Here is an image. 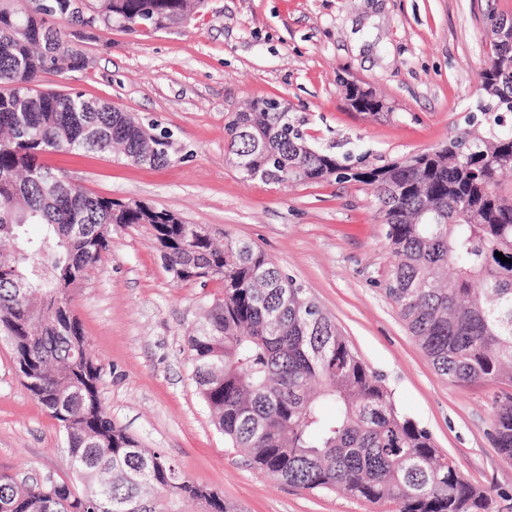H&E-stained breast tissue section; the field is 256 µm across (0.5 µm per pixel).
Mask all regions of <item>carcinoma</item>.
Masks as SVG:
<instances>
[{"instance_id":"carcinoma-1","label":"carcinoma","mask_w":512,"mask_h":512,"mask_svg":"<svg viewBox=\"0 0 512 512\" xmlns=\"http://www.w3.org/2000/svg\"><path fill=\"white\" fill-rule=\"evenodd\" d=\"M69 0H0V333L34 400L60 422L82 494L65 483H19L0 474L7 512H180L211 489L165 455L140 447L112 423L100 394L102 368L74 312L52 305L84 277L112 232L144 224L177 283L218 281L202 323L188 336L192 375L217 428L248 450L260 471L303 490L340 489L398 512H489L430 433L403 413L382 378L351 350L333 321L296 282L248 242L191 233L175 212L94 195L51 177L49 151L99 152L117 145L152 167L177 153L172 134L80 91L42 92L46 72L86 67L49 17ZM197 0H95L101 24L126 28L149 15L164 30ZM480 90L512 102V43L490 35ZM228 160L244 178L310 184L332 176L376 186L392 261L386 292L435 371L451 382L512 385V202L499 175L512 170V133L466 132L415 159L363 168L310 145L287 112L249 103L225 125ZM40 224L37 237L25 226ZM330 411H325V408ZM493 439L512 459V395L495 400Z\"/></svg>"}]
</instances>
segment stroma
Instances as JSON below:
<instances>
[{
	"label": "stroma",
	"mask_w": 512,
	"mask_h": 512,
	"mask_svg": "<svg viewBox=\"0 0 512 512\" xmlns=\"http://www.w3.org/2000/svg\"><path fill=\"white\" fill-rule=\"evenodd\" d=\"M502 18H512V0H206L184 25L157 32L57 18L88 65L38 83L171 130L180 151L160 169L115 153L50 152L42 161L92 194L145 201L264 251L460 475L488 494L492 512H512V461L492 439L494 399L507 387L452 383L434 370L385 292L391 255L374 188L244 179L225 158L224 126L246 101L280 96L313 147L373 165L436 149L460 132H489L478 80L490 24ZM348 82L374 90L383 109L354 111ZM66 294L102 368L113 422L223 494L233 512H397L390 501L287 485L225 440L187 346L222 290L174 282L146 228L115 232L103 260ZM0 473L85 489L58 422L24 388L1 336Z\"/></svg>",
	"instance_id": "1"
}]
</instances>
